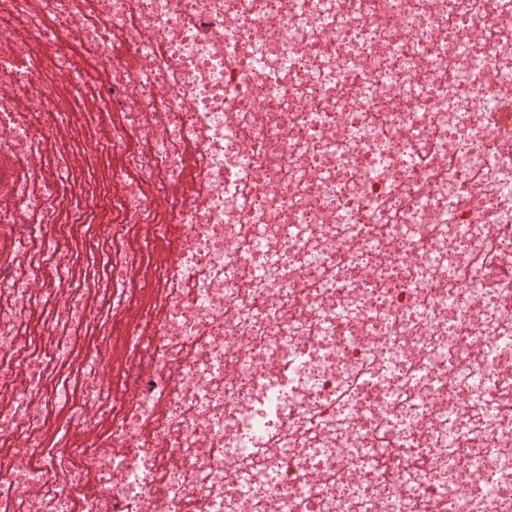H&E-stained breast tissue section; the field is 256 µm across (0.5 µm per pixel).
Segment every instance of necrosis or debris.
Masks as SVG:
<instances>
[{"mask_svg":"<svg viewBox=\"0 0 512 512\" xmlns=\"http://www.w3.org/2000/svg\"><path fill=\"white\" fill-rule=\"evenodd\" d=\"M0 12V512H512V0ZM108 368L105 372V378L108 382L112 383V366L116 365L118 361L120 364L126 362L125 345L120 331L115 329L113 335L105 348Z\"/></svg>","mask_w":512,"mask_h":512,"instance_id":"obj_1","label":"necrosis or debris"}]
</instances>
